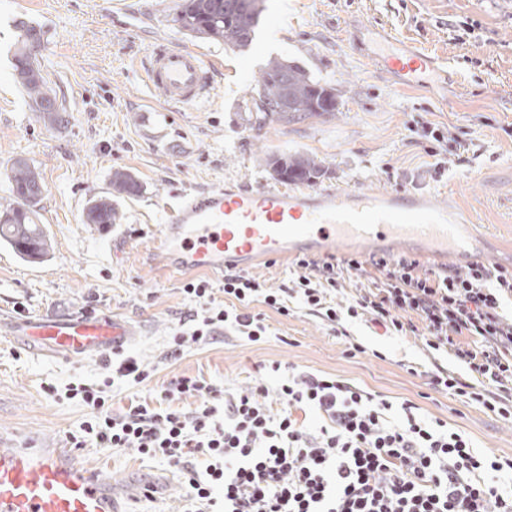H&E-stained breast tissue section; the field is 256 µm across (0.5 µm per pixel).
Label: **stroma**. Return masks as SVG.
<instances>
[{
    "label": "stroma",
    "instance_id": "obj_1",
    "mask_svg": "<svg viewBox=\"0 0 512 512\" xmlns=\"http://www.w3.org/2000/svg\"><path fill=\"white\" fill-rule=\"evenodd\" d=\"M181 3L122 0L116 15L109 0H0V203L10 196L12 164L28 160L45 187L37 210L52 243L41 263L0 247V319L92 310L127 320L133 335L124 351L151 377L114 388L116 414L182 376L231 390L272 387L278 365L343 379L396 404L412 401L479 449L511 456L512 424L432 390L424 372L434 358L412 336H379L354 322L344 340L295 303L285 316L264 309V341L226 333L211 344L186 342L180 356L169 357L173 330L193 307L183 293L190 276L168 271L153 241L183 193L275 186L264 156L301 152L324 162L317 188L429 197L471 239L470 261L512 266V0H265L254 44L242 51L186 35L173 21ZM18 19L45 32L40 62L67 109L63 123L32 111L14 80ZM389 36L447 64V78L403 87L373 57L376 41ZM159 38L217 62L205 104L174 109L147 89L137 63ZM272 58L335 87L337 111L252 124L246 106ZM420 121L449 135L438 146L442 168L414 131ZM460 140L467 145L461 154ZM118 169L137 181L135 195L113 192ZM100 197L111 198L115 223H85L88 202ZM353 342L362 351L350 350ZM107 360L37 352L0 328V437L68 447L88 410L54 401L43 387L95 382ZM74 454L128 489L122 512L189 506L180 475L162 460L130 449ZM148 484L157 487L150 497L139 492Z\"/></svg>",
    "mask_w": 512,
    "mask_h": 512
}]
</instances>
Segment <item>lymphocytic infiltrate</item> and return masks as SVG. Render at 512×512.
Returning a JSON list of instances; mask_svg holds the SVG:
<instances>
[{
	"instance_id": "1",
	"label": "lymphocytic infiltrate",
	"mask_w": 512,
	"mask_h": 512,
	"mask_svg": "<svg viewBox=\"0 0 512 512\" xmlns=\"http://www.w3.org/2000/svg\"><path fill=\"white\" fill-rule=\"evenodd\" d=\"M296 266L292 283L277 288L225 272L222 305L208 280L187 282L194 307L172 335V355L186 340L206 344L225 329L261 341L268 326L255 305L284 315L293 300L342 337L357 321L389 336L420 337L426 351L470 372L463 378L434 364L427 373L433 390L512 422V316L503 310L512 300L511 269L475 262L433 270L411 256L383 254L302 257ZM364 275L369 285L341 301L347 279ZM149 377L126 356L97 383L44 390L88 410L69 437L72 447L130 449L165 461L199 512L219 501L224 512H512V457L476 449L413 402L396 408L354 383L297 372L276 388L260 383L236 393L181 377L161 386L155 403L113 414L115 383L134 387ZM188 396L200 400L190 411L179 406ZM306 410L320 424L300 420Z\"/></svg>"
}]
</instances>
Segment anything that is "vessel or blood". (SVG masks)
Instances as JSON below:
<instances>
[{
	"label": "vessel or blood",
	"mask_w": 512,
	"mask_h": 512,
	"mask_svg": "<svg viewBox=\"0 0 512 512\" xmlns=\"http://www.w3.org/2000/svg\"><path fill=\"white\" fill-rule=\"evenodd\" d=\"M380 67L408 86L420 85L435 67L424 51L380 55ZM213 60L169 42L152 45L141 73L152 94L179 107L208 96ZM413 240L434 254L467 255L469 242L448 209L409 194L280 188L213 189L183 196L161 228L158 251L182 272L221 273L251 267L299 249L354 241L376 244ZM15 335L54 355L74 358L123 349L133 334L128 321L111 315H36L15 323ZM0 512H119L112 483L87 471L64 448L15 445L0 438Z\"/></svg>",
	"instance_id": "obj_1"
}]
</instances>
